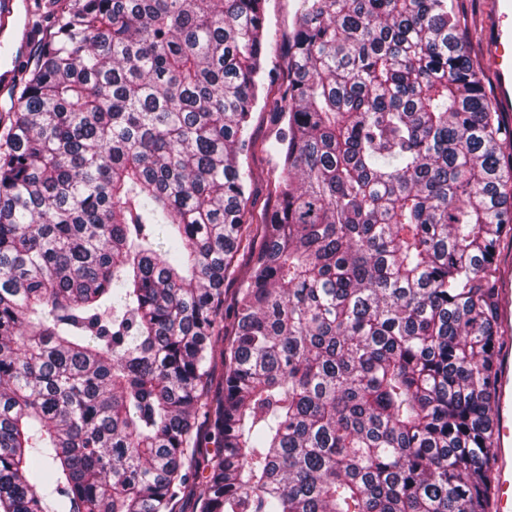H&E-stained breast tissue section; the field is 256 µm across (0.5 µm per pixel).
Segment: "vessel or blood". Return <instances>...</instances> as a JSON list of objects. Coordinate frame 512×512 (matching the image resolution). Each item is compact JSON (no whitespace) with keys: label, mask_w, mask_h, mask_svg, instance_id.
Instances as JSON below:
<instances>
[{"label":"vessel or blood","mask_w":512,"mask_h":512,"mask_svg":"<svg viewBox=\"0 0 512 512\" xmlns=\"http://www.w3.org/2000/svg\"><path fill=\"white\" fill-rule=\"evenodd\" d=\"M493 35L485 56L496 74L504 108L512 107V0H493ZM20 0H0V39L14 29ZM502 351L495 399L497 448L493 460L495 512H512V289L499 291Z\"/></svg>","instance_id":"vessel-or-blood-1"}]
</instances>
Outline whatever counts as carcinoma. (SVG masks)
<instances>
[{
  "label": "carcinoma",
  "instance_id": "1",
  "mask_svg": "<svg viewBox=\"0 0 512 512\" xmlns=\"http://www.w3.org/2000/svg\"><path fill=\"white\" fill-rule=\"evenodd\" d=\"M30 25L0 109V512H493L512 131L448 0H301L277 90L264 0ZM36 41H37V35L33 31H31L28 26L27 49L23 55L17 56V58L15 60V68H16V72H17V77L15 79V82L12 84V86L10 88H9V86L2 88V86L0 85V109H1L2 105L10 104V98H12L11 91H12L13 87L16 86V84L18 83L20 78L24 75L26 65L30 60V57L34 50ZM263 104L260 103L253 112L252 129L256 140L259 142L268 140L271 136H274L276 130V124L273 120V116L262 109ZM254 172L253 191L248 205L256 223H261L263 216L275 205V184L282 161L277 155L258 153L248 159Z\"/></svg>",
  "mask_w": 512,
  "mask_h": 512
}]
</instances>
